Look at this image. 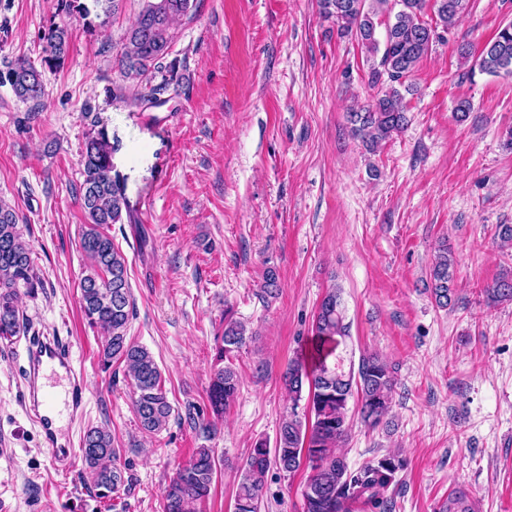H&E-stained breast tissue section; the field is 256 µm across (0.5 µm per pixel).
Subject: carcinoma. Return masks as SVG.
I'll return each mask as SVG.
<instances>
[{
	"instance_id": "1",
	"label": "carcinoma",
	"mask_w": 512,
	"mask_h": 512,
	"mask_svg": "<svg viewBox=\"0 0 512 512\" xmlns=\"http://www.w3.org/2000/svg\"><path fill=\"white\" fill-rule=\"evenodd\" d=\"M68 14L87 18L91 11L82 0H58ZM466 0H320L322 15L336 25L337 35L356 41L372 60L371 82L386 90L366 108L350 113L352 132L367 147H376L408 124L405 84L417 64L432 49L437 29L449 30L464 12ZM193 0H143L134 22L122 37L117 64L128 85H116L112 94L136 107L164 104L163 97L178 95L183 83L176 61L164 64L170 54L174 24L187 15ZM433 10L434 22L424 19ZM44 63L64 62L71 30L55 22L40 35ZM459 57L468 64L465 75L499 76L512 74V22L499 28L479 53L468 43L458 47ZM161 81L155 82V74ZM0 79L7 81L16 96L38 101L43 95L42 73L25 60L14 61ZM83 182L80 204L85 216L81 246L88 261L80 281L81 309L89 326L103 335V365L125 363L135 394L134 406L142 429L152 434L163 428L172 414L163 389L161 370L152 354L127 336L134 316V299L128 281L125 258L105 232L111 224L134 221V210L121 182L112 177L111 146L104 131L88 137L81 153ZM431 294L436 305L448 308L455 303L454 260L448 253L437 256L430 269ZM32 246L18 230V215L0 202V340L20 335L23 323L17 305V290L34 287ZM493 302L512 301V273L501 275L488 289ZM312 352L292 360L287 376L293 406L282 420L275 446L264 442L252 448L238 485L234 512H261L265 477L271 466L285 473L302 464L311 469L304 492V512H389L386 493L404 470L405 460L385 454L353 469L339 450L349 431L351 398H357L365 425L383 423L395 393L394 371L377 354H364L358 363H345L340 347L350 337V324L336 290L320 301L312 324ZM244 326L224 322L219 360H229L246 343ZM238 378L232 364L214 370L208 401L217 416L234 402ZM306 400L305 413L298 412ZM83 458L91 475L92 490L99 499H108L125 485L124 472L116 463L117 450L112 435L93 428L84 437ZM216 474L210 448L196 449L178 468L162 492L163 512H202ZM437 512H471L467 494L454 490Z\"/></svg>"
}]
</instances>
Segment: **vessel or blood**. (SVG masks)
<instances>
[{
	"label": "vessel or blood",
	"mask_w": 512,
	"mask_h": 512,
	"mask_svg": "<svg viewBox=\"0 0 512 512\" xmlns=\"http://www.w3.org/2000/svg\"><path fill=\"white\" fill-rule=\"evenodd\" d=\"M26 360L25 385L31 399L30 409L46 440L51 441L55 438L59 413L56 394L43 379L49 373L63 375L66 381L64 403L70 417L77 419L82 417L86 407L84 374L75 364L71 343L55 335L37 332L29 336Z\"/></svg>",
	"instance_id": "obj_1"
}]
</instances>
